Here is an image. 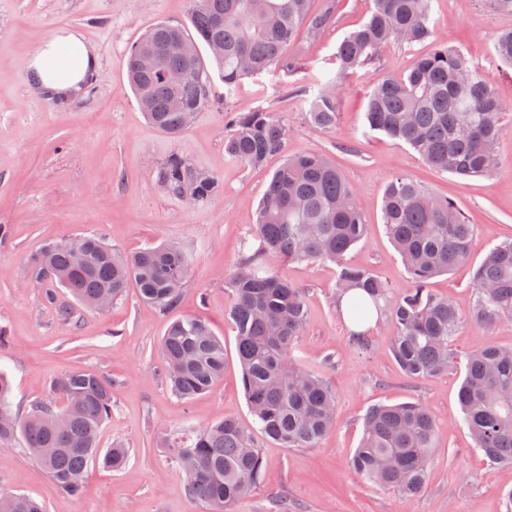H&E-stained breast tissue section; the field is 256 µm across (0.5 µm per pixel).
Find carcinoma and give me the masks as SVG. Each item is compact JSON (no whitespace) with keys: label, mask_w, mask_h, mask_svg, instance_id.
<instances>
[{"label":"carcinoma","mask_w":512,"mask_h":512,"mask_svg":"<svg viewBox=\"0 0 512 512\" xmlns=\"http://www.w3.org/2000/svg\"><path fill=\"white\" fill-rule=\"evenodd\" d=\"M432 0H373L360 27L336 51V77L310 104L308 118L326 129L336 123V84L349 72L375 60L390 42L409 46L431 41L429 51L406 74L374 80L367 95L369 128L400 140L432 167L462 178L492 172L496 142L504 125L502 101L459 50L435 38ZM311 0H194L192 29L157 23L127 51V75L137 99L152 104L150 122L172 138L186 132L187 114L210 102V67L216 66L231 91L242 79L271 66L296 68L288 45L301 28L317 35L328 23L333 3L318 13ZM201 42L209 58L179 50ZM499 59L512 66V32L494 45ZM144 53L160 57L143 70ZM224 154L234 162L259 166L285 147V127L271 113L228 112ZM158 179L172 194L203 204L218 190L217 180L198 177L186 160L171 154ZM385 232L399 253L410 288L387 307L396 336L389 350L408 377L424 378L455 364L451 348L460 316L453 302L432 293L429 281L470 258L474 225L455 202L439 198L403 174L392 175L382 201ZM257 247H248L229 281L227 318L236 331L241 385L254 424L226 418L187 433L165 436L174 466L185 474L188 493L209 512L246 497L262 480L261 442L285 448H315L335 422L331 387L306 371L295 357L306 320L301 289L274 269L276 262L330 261L337 265V301L361 319L381 310L387 289L370 272L345 262L365 233L355 189L326 157L299 154L285 159L272 175L254 223ZM85 251L83 268L74 251ZM34 274L51 280L79 303L96 307L117 302L127 289L163 311L178 303L188 272V256L178 246L160 244L121 254L90 235L46 243L33 258ZM477 300L473 323L492 330L512 320V239L493 246L475 273ZM161 355L171 392L190 401L224 377V340L199 318L172 321ZM7 375L0 372V441L19 439L65 494L79 497L88 467L99 462L118 470L128 449L99 448L98 436L112 417V390L98 375L74 369L56 379L51 395L26 413L12 409ZM464 421L485 459L512 464V347L490 343L465 356L458 390ZM438 440L435 415L421 403L371 407L351 464L367 483L420 495ZM0 512H44L28 495L0 492Z\"/></svg>","instance_id":"cac0c4a2"}]
</instances>
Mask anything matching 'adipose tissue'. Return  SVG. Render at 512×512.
Masks as SVG:
<instances>
[{"mask_svg": "<svg viewBox=\"0 0 512 512\" xmlns=\"http://www.w3.org/2000/svg\"><path fill=\"white\" fill-rule=\"evenodd\" d=\"M96 49L82 34L66 30L43 43L29 58L27 86L48 100L81 98L98 71Z\"/></svg>", "mask_w": 512, "mask_h": 512, "instance_id": "obj_1", "label": "adipose tissue"}]
</instances>
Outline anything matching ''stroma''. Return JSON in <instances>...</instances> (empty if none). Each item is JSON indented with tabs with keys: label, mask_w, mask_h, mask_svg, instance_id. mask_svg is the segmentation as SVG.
<instances>
[{
	"label": "stroma",
	"mask_w": 512,
	"mask_h": 512,
	"mask_svg": "<svg viewBox=\"0 0 512 512\" xmlns=\"http://www.w3.org/2000/svg\"><path fill=\"white\" fill-rule=\"evenodd\" d=\"M193 6V0H0V224L9 230L0 239V328L9 337L0 347V371L11 378L12 405L20 412L45 398L64 372L97 373L112 385V417L99 444L129 450L120 470L91 464L84 492L74 499L56 488L19 442L0 443V491L28 494L45 512H207L186 493L161 439L227 417L252 421L236 360H229L211 392L185 402L168 389L159 352L175 316L204 319L227 352L235 350V331L224 315L228 282L244 244L255 241L256 211L283 158L256 168L229 161L225 113H272L286 129L288 155L324 154L335 162L355 188L367 224L346 260L368 269L390 296L408 288L409 279L382 224L388 178L403 173L455 200L476 226L471 257L430 282L461 317L452 347L462 355L492 342L512 346V323L488 333L470 321L476 268L490 247L512 238V115L498 140L500 167L492 175L463 179L433 169L407 144L371 131L365 120L371 82L408 72L428 50L424 44L392 43L372 64L340 81L335 125L313 126L307 112L335 73L336 49L373 6V0H334L319 34L300 32L289 45L298 69L269 68L229 93L213 76L210 103L180 138H170L139 106L126 77V53L154 24L189 25ZM432 15L437 37L461 49L512 106V67L494 49L497 35L512 30V10L492 0H432ZM69 29L96 48L100 67L83 99L64 107L30 93L24 70L41 43ZM173 153L218 180L209 202L197 205L160 186L157 170ZM88 234L122 252L179 244L188 254L189 274L173 313L131 288L109 311L80 306L73 323L60 321L46 299L58 287L33 278L32 259L46 241ZM277 270L305 295L307 319L296 356L331 386L336 422L314 448L264 443L261 484L228 512H277L283 504L288 512H503L512 465L488 464L474 446L457 400L463 362L426 378L406 377L388 352L395 329L387 317L367 331L371 350L352 343V325L336 307L335 263L288 262ZM409 401L429 407L439 430L426 487L414 500L366 484L349 464L369 408Z\"/></svg>",
	"instance_id": "obj_1"
}]
</instances>
